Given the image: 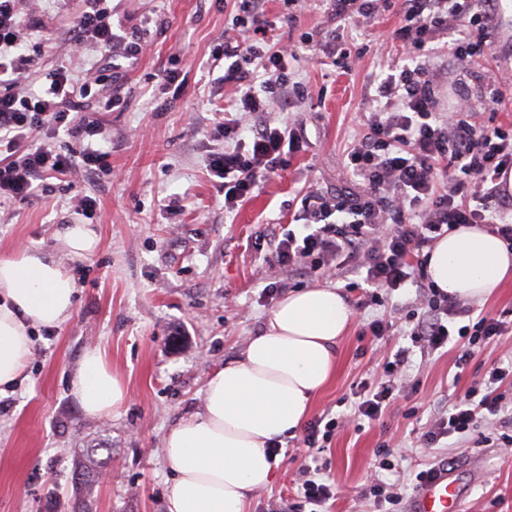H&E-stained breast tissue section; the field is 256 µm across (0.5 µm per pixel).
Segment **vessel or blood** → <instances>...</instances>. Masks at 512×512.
<instances>
[{"instance_id": "obj_1", "label": "vessel or blood", "mask_w": 512, "mask_h": 512, "mask_svg": "<svg viewBox=\"0 0 512 512\" xmlns=\"http://www.w3.org/2000/svg\"><path fill=\"white\" fill-rule=\"evenodd\" d=\"M467 493L458 469L440 462L424 476L409 499L406 512H460Z\"/></svg>"}]
</instances>
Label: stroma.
<instances>
[{
    "instance_id": "obj_1",
    "label": "stroma",
    "mask_w": 512,
    "mask_h": 512,
    "mask_svg": "<svg viewBox=\"0 0 512 512\" xmlns=\"http://www.w3.org/2000/svg\"><path fill=\"white\" fill-rule=\"evenodd\" d=\"M109 6L114 19L145 32L135 68L119 71L83 104L82 118L102 122L109 132L102 147L111 174L80 168L44 177L28 202L0 199V253L40 250L63 264L78 286L69 319L35 328L24 375L0 394V512H72L75 461L98 444L109 448L112 463L90 487L93 512H167L175 473L163 452L165 436L178 420L201 411L211 371L237 359L259 333L274 307L264 289L276 282L291 291L328 286L354 308L338 345L336 373L311 415H349L355 385L381 380L385 363L402 347L410 354L406 373L418 383L380 421L333 436L322 454L324 475L339 490L328 512H378L377 503L361 494L376 477L412 496L416 473L434 460L481 471L463 512H512V457L486 441V427L431 449L419 441L425 420L459 402L475 380L512 352V335L474 352L462 370L455 366L456 346L432 352L400 333L371 339L363 333L365 324L379 317L399 320L412 288L388 292L382 305L361 309L357 303L365 292L353 286L352 275L286 272L265 241L273 225L290 224L302 191L343 188L347 151L367 131L365 87L401 60L387 40L398 24L396 11L373 23L349 24L331 17L321 0H298L291 10L283 0H266L277 37L297 56L290 76L307 90L290 112L271 106L269 118L304 127L307 146L256 196L228 213L206 158L220 147L210 132L219 106L231 96L213 50L234 26L233 0H110ZM81 7L80 0L24 4L22 19L44 25L30 45L39 58L31 84H41L55 68L79 81L94 80L99 53L74 55L66 41L70 19ZM332 33L342 36L353 56L348 67L318 63L308 45ZM510 41L512 13L502 11L487 36L488 52L449 75L444 103L466 84L476 122L512 124V99L492 103L479 89L480 79L512 77V55L500 50ZM166 68L184 75L181 94L161 84L158 75ZM113 95L120 101L112 105ZM84 196L97 201L88 216L75 209ZM86 222L97 229L99 247L87 259H70L58 231ZM93 346L102 349L130 392L123 406L105 416L86 413L71 392L82 356ZM412 407L413 417L407 414ZM382 444L395 470H379L375 450ZM301 448V437L284 440L276 477L253 494L249 512H271L272 505L295 499L302 483Z\"/></svg>"
}]
</instances>
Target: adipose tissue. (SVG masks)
I'll return each instance as SVG.
<instances>
[{
  "instance_id": "1",
  "label": "adipose tissue",
  "mask_w": 512,
  "mask_h": 512,
  "mask_svg": "<svg viewBox=\"0 0 512 512\" xmlns=\"http://www.w3.org/2000/svg\"><path fill=\"white\" fill-rule=\"evenodd\" d=\"M427 272L449 297L480 302L512 273V252L485 228L465 226L436 243ZM75 295L68 269L40 251L0 256V391L24 373L33 328L63 323ZM351 317L335 289L288 293L241 358L212 372L202 412L178 421L165 437L175 472L168 512H249L253 493L271 484L281 462L273 445L295 436L330 380ZM72 393L92 415L129 399L97 347L86 351Z\"/></svg>"
}]
</instances>
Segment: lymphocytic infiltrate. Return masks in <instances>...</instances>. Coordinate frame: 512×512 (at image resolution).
<instances>
[{"instance_id": "f902f5d3", "label": "lymphocytic infiltrate", "mask_w": 512, "mask_h": 512, "mask_svg": "<svg viewBox=\"0 0 512 512\" xmlns=\"http://www.w3.org/2000/svg\"><path fill=\"white\" fill-rule=\"evenodd\" d=\"M69 23L70 41L84 52L95 50L128 63L142 52L140 32L116 27L107 0H83ZM242 37H225L216 59L224 63V85L234 90L224 107V120L213 129L221 150L208 157L207 168L224 192V210L233 212L252 198L264 178L286 166L303 147L304 137L292 124L272 125L264 118L271 104L294 107L282 99L288 84L291 51L269 42L271 21L264 0H238ZM343 21L375 19L397 9L399 23L391 38L403 50L400 65L370 79L365 98L371 105L369 131L348 153L347 172L357 181L355 194L308 191L294 218L302 232H271L268 244L277 263L288 271L320 273L332 267L362 274L369 303L383 292L411 285L415 297L405 315L410 336L436 351L451 334L469 344L455 365L468 363L477 341L492 343L512 334V322L474 316L471 305L449 299L429 281L426 249L464 224H480L512 250V193L500 182L512 169V128L488 129L469 118L461 90L455 105L441 110L435 95L449 72L466 67L484 53V33L497 25L495 0H325ZM19 0H0V198L29 201L38 182L51 172L75 165L98 170L106 152L98 149L106 130L93 121H78L91 93V82L74 83L61 69L47 73L41 87L30 86L27 74L39 65L27 52L37 26L21 20ZM64 132L81 141L78 154L61 153L41 142L42 133ZM465 324L450 331L449 320ZM406 350L386 365L385 381L359 382L354 396V422L378 420L403 391L399 377L408 362ZM512 378V363L496 364L475 382L460 402L437 413L421 439L434 447L441 439L468 435L479 422L490 421L505 447H512V413H506L501 384ZM340 426L335 417L314 416L305 428L303 445L309 453L302 466L305 479L298 501L289 512L324 507L336 500L337 488L313 477L311 466Z\"/></svg>"}]
</instances>
